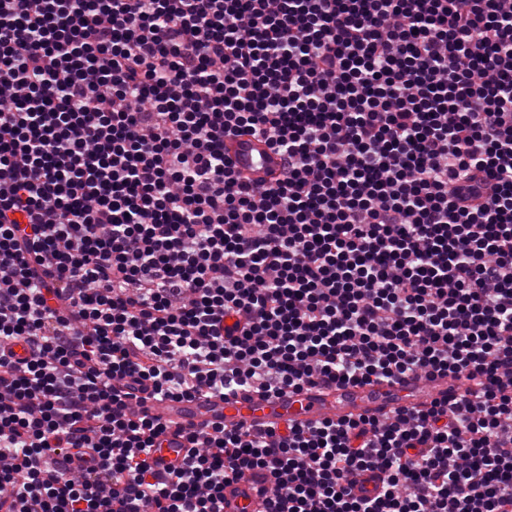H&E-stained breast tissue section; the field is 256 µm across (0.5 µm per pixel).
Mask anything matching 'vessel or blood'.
<instances>
[{
	"mask_svg": "<svg viewBox=\"0 0 512 512\" xmlns=\"http://www.w3.org/2000/svg\"><path fill=\"white\" fill-rule=\"evenodd\" d=\"M264 145L255 137L244 135L224 143V151L242 173L279 172V157H266ZM467 385L447 380H426L409 377L401 381L373 384H345L297 394H284L276 399L264 398L252 390L226 397L212 396L192 401L148 399L145 407L153 415L178 424V431L169 433L161 451L166 462L177 463L187 446L185 434L217 422L226 427L241 424L262 426L305 424L325 418L380 417L398 406L418 407L447 395L462 393ZM264 498L254 490L249 477H242L224 488V512H262Z\"/></svg>",
	"mask_w": 512,
	"mask_h": 512,
	"instance_id": "obj_1",
	"label": "vessel or blood"
}]
</instances>
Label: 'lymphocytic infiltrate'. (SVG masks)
<instances>
[{
    "label": "lymphocytic infiltrate",
    "instance_id": "lymphocytic-infiltrate-1",
    "mask_svg": "<svg viewBox=\"0 0 512 512\" xmlns=\"http://www.w3.org/2000/svg\"><path fill=\"white\" fill-rule=\"evenodd\" d=\"M408 375L474 387L163 470L140 408ZM245 475L264 512H512V0H0V512ZM265 146L255 137L244 135L224 142V152L237 170L244 174L264 175L266 172L278 174L282 161L278 156L271 159L264 155ZM261 167L258 169L257 167Z\"/></svg>",
    "mask_w": 512,
    "mask_h": 512
}]
</instances>
